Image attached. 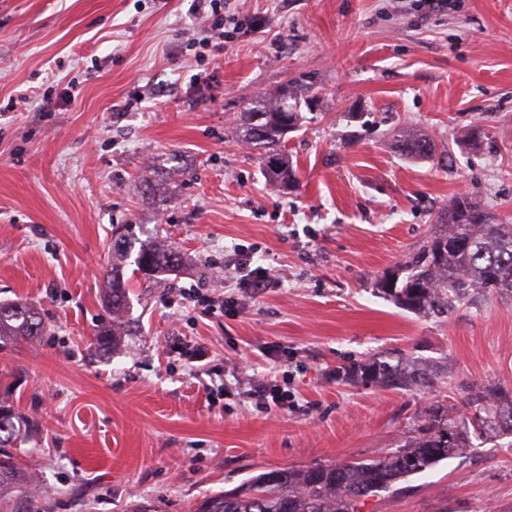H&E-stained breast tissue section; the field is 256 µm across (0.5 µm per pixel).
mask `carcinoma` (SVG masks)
I'll use <instances>...</instances> for the list:
<instances>
[{"mask_svg": "<svg viewBox=\"0 0 512 512\" xmlns=\"http://www.w3.org/2000/svg\"><path fill=\"white\" fill-rule=\"evenodd\" d=\"M303 89L290 84L260 95L240 113L238 140L260 151L266 174L287 187L295 173L281 144L304 119ZM392 146L406 157L425 159L434 144L424 134L397 129ZM133 236L126 225L112 228V252L130 258ZM136 271L161 274L179 268V256L155 242L140 243ZM402 279L378 282V290L400 307L445 312L470 304L482 293H512V224H501L477 199L453 197L436 219L434 230L417 252L400 265ZM102 297L112 312V328L95 337L98 352H110L124 328L129 279L112 266ZM44 332L39 312L23 302L0 303V340L33 338ZM336 380L346 385L375 384L388 389L434 386L435 375L408 363L393 364L373 357L336 367ZM28 424L12 406L0 404V488L12 486L15 496L0 499V512H48L51 503L28 492L33 474L17 448L27 439ZM512 434V390L483 386L470 390L452 405L436 402L421 411L414 436L401 448L367 460L313 463L275 469L249 478L236 489L206 497L191 512H359L364 498L387 492L399 482L434 469L472 447V437L492 440Z\"/></svg>", "mask_w": 512, "mask_h": 512, "instance_id": "cac0c4a2", "label": "carcinoma"}]
</instances>
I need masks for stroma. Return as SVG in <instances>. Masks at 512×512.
<instances>
[{
    "instance_id": "35a3bbf8",
    "label": "stroma",
    "mask_w": 512,
    "mask_h": 512,
    "mask_svg": "<svg viewBox=\"0 0 512 512\" xmlns=\"http://www.w3.org/2000/svg\"><path fill=\"white\" fill-rule=\"evenodd\" d=\"M231 4L235 28L193 46L191 0H0V302L46 326L0 342V401L33 426L24 457L52 512H190L271 469L398 448L425 406L469 386L512 389L511 295L413 313L375 287L456 195L512 224V0H449L424 20L392 0ZM289 81L316 101L283 144L297 176L283 188L234 127ZM397 126L434 157L397 154ZM116 224L182 264L132 276L131 330L103 355ZM236 248L271 269L261 294L225 273ZM190 285L223 305L181 302ZM384 355L434 386L337 382V366ZM263 377L293 408L246 397ZM359 512H512V435Z\"/></svg>"
}]
</instances>
